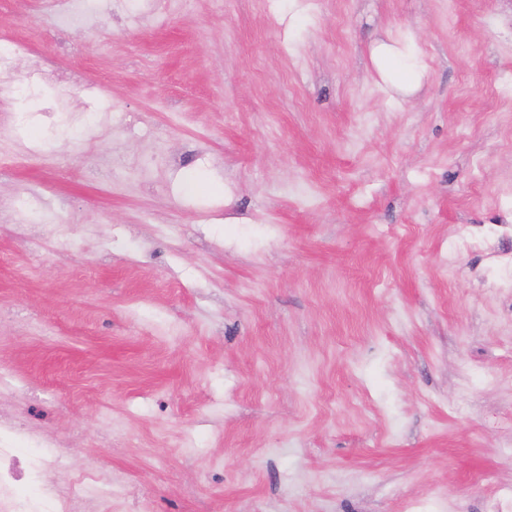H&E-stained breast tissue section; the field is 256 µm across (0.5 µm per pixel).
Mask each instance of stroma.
Returning <instances> with one entry per match:
<instances>
[{"mask_svg":"<svg viewBox=\"0 0 512 512\" xmlns=\"http://www.w3.org/2000/svg\"><path fill=\"white\" fill-rule=\"evenodd\" d=\"M150 3L0 0V364L72 456L26 512H512V0ZM374 62L382 78L395 79L405 88L419 84L423 77L420 59L409 41L382 43ZM98 488L97 483H86L72 489L68 494H57L48 499L49 512H78L85 500L90 499L89 495Z\"/></svg>","mask_w":512,"mask_h":512,"instance_id":"35a3bbf8","label":"stroma"}]
</instances>
